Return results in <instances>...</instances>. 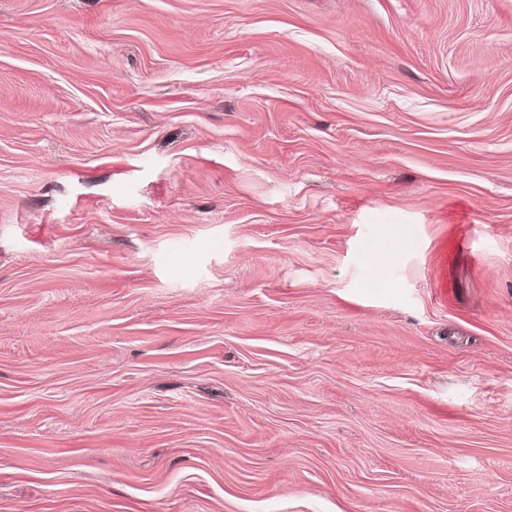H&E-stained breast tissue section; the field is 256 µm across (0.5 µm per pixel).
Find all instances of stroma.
I'll use <instances>...</instances> for the list:
<instances>
[{"label":"stroma","mask_w":512,"mask_h":512,"mask_svg":"<svg viewBox=\"0 0 512 512\" xmlns=\"http://www.w3.org/2000/svg\"><path fill=\"white\" fill-rule=\"evenodd\" d=\"M0 512H512V0H0Z\"/></svg>","instance_id":"stroma-1"}]
</instances>
